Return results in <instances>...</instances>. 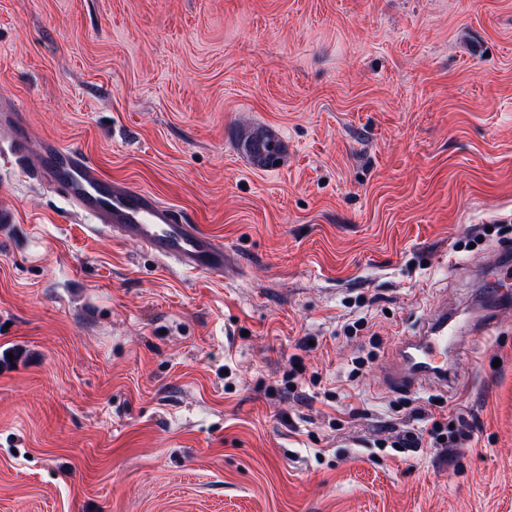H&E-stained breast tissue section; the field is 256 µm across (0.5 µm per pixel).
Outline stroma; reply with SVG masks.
Here are the masks:
<instances>
[{
	"instance_id": "35a3bbf8",
	"label": "stroma",
	"mask_w": 512,
	"mask_h": 512,
	"mask_svg": "<svg viewBox=\"0 0 512 512\" xmlns=\"http://www.w3.org/2000/svg\"><path fill=\"white\" fill-rule=\"evenodd\" d=\"M1 101L229 262L166 270L0 154V512H512V318L453 386L383 381L494 308L512 0H0ZM436 419L470 439L397 447ZM243 151L259 166H272L280 157L279 142L271 135L256 130L243 140ZM463 326L448 305L442 307L422 327L417 336H406L396 351L397 361L388 367L390 385L414 389L433 381L444 388L456 381V373L448 368L449 347L458 345Z\"/></svg>"
}]
</instances>
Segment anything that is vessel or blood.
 <instances>
[{
	"label": "vessel or blood",
	"instance_id": "1",
	"mask_svg": "<svg viewBox=\"0 0 512 512\" xmlns=\"http://www.w3.org/2000/svg\"><path fill=\"white\" fill-rule=\"evenodd\" d=\"M9 153L29 178L61 192L80 212L94 219L96 230L112 239L139 241L159 260L188 272L223 279L227 255L224 242L179 216L174 206L153 193L104 176L80 148L53 139L36 140L22 113L9 115ZM462 327L454 313L440 309L418 335L405 337L388 368L390 385L412 389L433 381L454 383L447 353L456 346Z\"/></svg>",
	"mask_w": 512,
	"mask_h": 512
}]
</instances>
